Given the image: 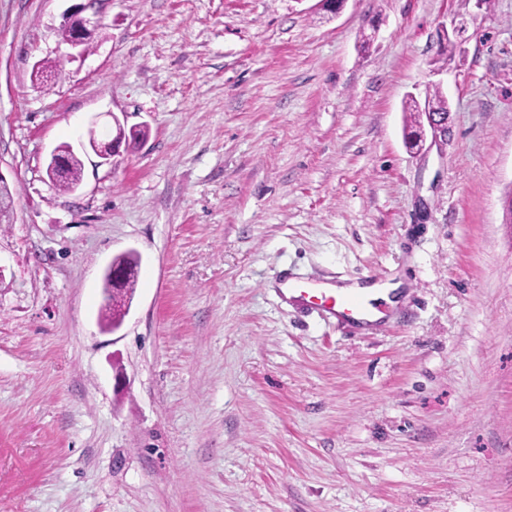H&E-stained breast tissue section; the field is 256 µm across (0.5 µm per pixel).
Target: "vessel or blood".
Returning <instances> with one entry per match:
<instances>
[{
	"label": "vessel or blood",
	"mask_w": 512,
	"mask_h": 512,
	"mask_svg": "<svg viewBox=\"0 0 512 512\" xmlns=\"http://www.w3.org/2000/svg\"><path fill=\"white\" fill-rule=\"evenodd\" d=\"M278 284L296 293L298 303L335 320L341 327L379 330L392 317L386 304L368 300L357 292H336L286 274L279 277Z\"/></svg>",
	"instance_id": "vessel-or-blood-1"
}]
</instances>
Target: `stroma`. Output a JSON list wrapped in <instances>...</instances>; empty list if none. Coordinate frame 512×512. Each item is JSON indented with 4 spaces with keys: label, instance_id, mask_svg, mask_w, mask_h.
I'll list each match as a JSON object with an SVG mask.
<instances>
[{
    "label": "stroma",
    "instance_id": "1",
    "mask_svg": "<svg viewBox=\"0 0 512 512\" xmlns=\"http://www.w3.org/2000/svg\"><path fill=\"white\" fill-rule=\"evenodd\" d=\"M79 4L0 0V512H512V0H96L83 55ZM435 84L448 136L407 149ZM108 112L146 137L52 189ZM284 270L405 317L340 331ZM92 3L93 1H89L86 5L76 7L75 11L66 17L64 26L67 27L61 28L63 39L66 41L68 38L69 33L67 29L71 30V36L67 42L72 46H83V51L86 50V46L91 38L92 29L90 27H93V30L98 28L97 20L91 21V18L80 16L82 12L91 7ZM403 112H409V121L405 126L406 143L412 148L418 146V140L424 132V122L427 121V113L421 103L416 99L410 98L405 101ZM112 263L124 269L125 279L120 288L112 291L111 282L106 277L104 286L106 296L105 303L101 308V319L108 326L121 322L124 316V308L132 299L138 276L139 257L135 253L130 252L116 257ZM401 282H394L386 286L384 290H374L373 286H358L357 284L350 285V286H342L341 288H364L363 292L369 299H379L387 302L388 304L392 306H396L400 303V287Z\"/></svg>",
    "mask_w": 512,
    "mask_h": 512
}]
</instances>
